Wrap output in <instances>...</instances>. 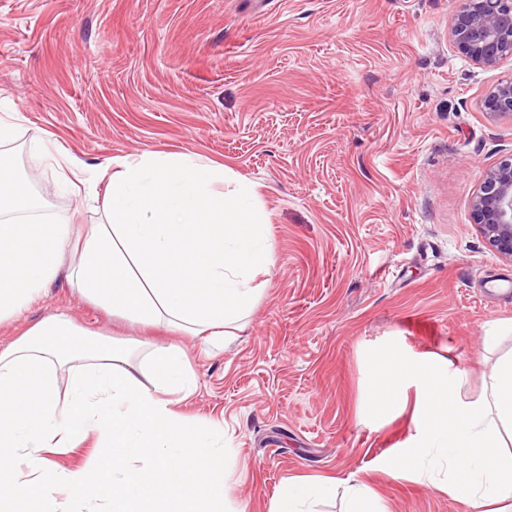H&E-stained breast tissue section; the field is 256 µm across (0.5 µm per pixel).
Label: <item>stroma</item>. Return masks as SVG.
I'll return each mask as SVG.
<instances>
[{
  "label": "stroma",
  "mask_w": 512,
  "mask_h": 512,
  "mask_svg": "<svg viewBox=\"0 0 512 512\" xmlns=\"http://www.w3.org/2000/svg\"><path fill=\"white\" fill-rule=\"evenodd\" d=\"M459 0H0V112L46 215L94 224L35 142L94 176L110 159L188 151L256 184L273 264L247 327L148 333L50 283L23 316L65 312L93 333L176 344L198 388L179 410L224 432L226 512H270L291 477L354 476L381 512H472L428 480L396 478L410 411L365 408L366 354L428 353L479 395L512 349V261L475 225L483 174L512 155V115L454 47Z\"/></svg>",
  "instance_id": "stroma-1"
}]
</instances>
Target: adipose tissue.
<instances>
[{"label": "adipose tissue", "mask_w": 512, "mask_h": 512, "mask_svg": "<svg viewBox=\"0 0 512 512\" xmlns=\"http://www.w3.org/2000/svg\"><path fill=\"white\" fill-rule=\"evenodd\" d=\"M0 115V325L17 321L58 276L108 314L207 339L242 329L272 263L259 193L230 168L198 154L147 152L113 158L98 223L56 222L23 191L3 152L19 128ZM65 313L27 325L0 345V508L35 500L37 512H224L227 463L215 428L190 425L178 403L196 391L194 372L173 347L151 345L134 363L131 343L89 340ZM80 359L67 389L57 372ZM368 403L388 416L414 394V432L400 448L409 472L440 478L472 510L512 500V349L489 392L462 396L465 370L437 357L373 353ZM102 448L97 474L62 468L54 456L88 437ZM349 512H370L369 489L352 478L296 477L271 512H317L335 492Z\"/></svg>", "instance_id": "obj_1"}]
</instances>
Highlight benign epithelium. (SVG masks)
Wrapping results in <instances>:
<instances>
[{"label": "benign epithelium", "mask_w": 512, "mask_h": 512, "mask_svg": "<svg viewBox=\"0 0 512 512\" xmlns=\"http://www.w3.org/2000/svg\"><path fill=\"white\" fill-rule=\"evenodd\" d=\"M460 54L482 67L512 58V0H461L451 28ZM484 111L512 112V79L499 82L485 96ZM475 224L489 247L512 261V156L487 171L472 200Z\"/></svg>", "instance_id": "1"}]
</instances>
